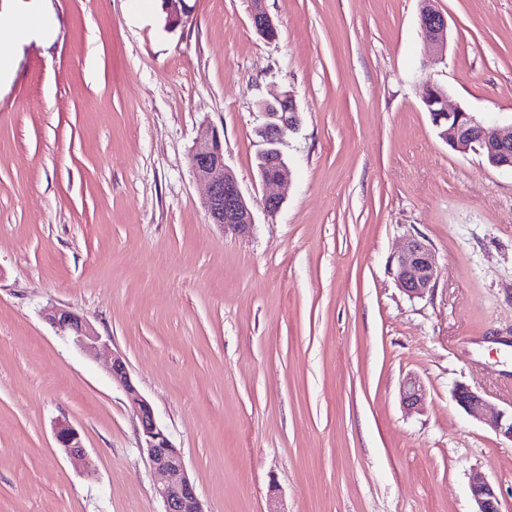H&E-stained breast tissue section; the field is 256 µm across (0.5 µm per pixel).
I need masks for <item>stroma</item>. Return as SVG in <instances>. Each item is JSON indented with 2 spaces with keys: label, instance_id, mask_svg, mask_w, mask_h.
Wrapping results in <instances>:
<instances>
[{
  "label": "stroma",
  "instance_id": "35a3bbf8",
  "mask_svg": "<svg viewBox=\"0 0 512 512\" xmlns=\"http://www.w3.org/2000/svg\"><path fill=\"white\" fill-rule=\"evenodd\" d=\"M45 0L52 40L0 86V512H162L113 354L181 448L207 512H473L485 472L512 512V442L453 400L512 404V171L453 150L420 88L512 126V0ZM291 91L275 216L261 200L258 105ZM256 223H210L189 163L198 130ZM417 237L437 283L403 293L389 261ZM66 306L90 356L42 316ZM425 391L406 412L408 378ZM85 448L73 464L59 424ZM250 21L253 29L268 40L278 37V28L268 13L265 0H250ZM434 2H422L420 27L426 47L440 49L447 42L448 22L445 15L434 6Z\"/></svg>",
  "mask_w": 512,
  "mask_h": 512
}]
</instances>
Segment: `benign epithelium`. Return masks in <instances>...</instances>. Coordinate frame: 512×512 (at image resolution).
Listing matches in <instances>:
<instances>
[{
    "instance_id": "1",
    "label": "benign epithelium",
    "mask_w": 512,
    "mask_h": 512,
    "mask_svg": "<svg viewBox=\"0 0 512 512\" xmlns=\"http://www.w3.org/2000/svg\"><path fill=\"white\" fill-rule=\"evenodd\" d=\"M250 21L262 37L274 40L278 28L268 13L265 0H250ZM420 27L426 47L440 49L447 42L448 22L434 6V0H424L420 11ZM421 98L427 106L432 122L445 127L442 137L456 151H470L487 157L491 165L512 168V132L496 128L487 130L471 113L447 104L445 90L433 83L422 86ZM261 123L256 129L264 148L257 159L261 182L271 185L280 182L287 171L281 145L287 133L298 129L300 113L293 94L282 92L259 106ZM195 177L207 188L204 208L209 219L225 230L247 233L255 224L254 213L246 201L239 182L224 160V142L213 128L202 129L194 140L189 154ZM436 254L424 241L410 237L401 251L390 260L389 270L395 282L408 296L423 297L436 285ZM45 318L83 352L95 355L106 347L102 336L75 312L60 307L45 310ZM112 383L128 395L136 415L140 445L146 452L150 466L158 476L155 493L163 505V512H205L194 479L190 476L181 450L175 446L165 428L157 421L150 402L134 386L126 361L112 356L110 367ZM456 404L466 413L483 420L494 432L512 441V411L492 407L467 385H458L452 393ZM401 399L409 412L422 408L424 392L419 381L409 378L403 384ZM56 440L73 461L81 460L85 449L79 432L68 424L57 428ZM469 490L477 506L476 512H501L500 500L488 477L474 469L469 476Z\"/></svg>"
}]
</instances>
